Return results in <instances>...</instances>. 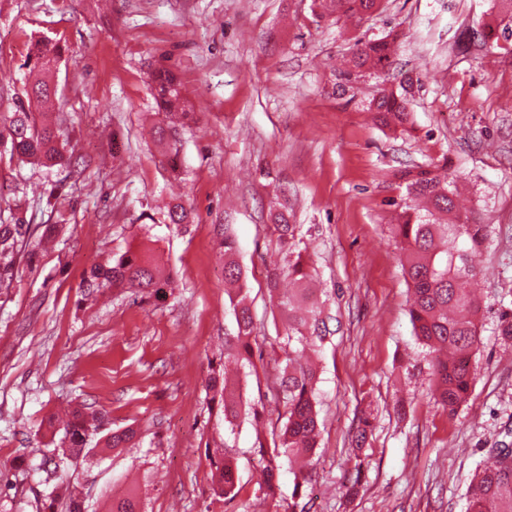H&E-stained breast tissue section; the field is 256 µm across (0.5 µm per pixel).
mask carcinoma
<instances>
[{"label":"carcinoma","mask_w":512,"mask_h":512,"mask_svg":"<svg viewBox=\"0 0 512 512\" xmlns=\"http://www.w3.org/2000/svg\"><path fill=\"white\" fill-rule=\"evenodd\" d=\"M378 0H336L344 13L361 16L377 6ZM496 10L481 22V39L476 43L462 42L459 49L468 52L476 46L491 49L500 40L512 39V0H495ZM396 38L359 42L347 67L336 75V86L364 77L375 79L367 110L377 114L389 128L409 123L406 98L402 92L387 85L386 72L393 64ZM62 57L57 43L37 40L32 43L26 68V96H0V157L33 166L54 167L65 162L67 139L58 118L49 115L46 105L56 89L51 76ZM153 82L161 106L171 116L184 111L185 98L174 73L159 69ZM460 176L448 163L430 164L402 174L406 197L401 205L393 234L400 245L402 268L412 291L409 317L417 339L434 354L432 360L433 399L450 410L465 403L474 382L472 356L479 343L477 319L480 303L465 284L477 273L475 256L487 239L486 227L473 215L461 214L456 204ZM172 224L191 222V211L177 203L168 208ZM278 239L288 254V267L274 272L272 287H277L285 275L296 284L279 307L287 315L288 325L283 336L288 346V364L282 370L279 390L283 410L273 424V445L263 442L256 446L264 463L266 480L260 490L267 497H276L275 476L283 465L293 470L294 493H299L311 481L307 462L317 448L320 435L318 417L316 367L305 358V349L323 341L325 323L314 289L308 287L311 273L303 256V235L290 215H275ZM61 225L40 227L24 223L14 213L0 216V288L9 286L17 259L33 258L45 237L59 233ZM224 247V283L228 308L237 326L236 334L224 337V359L211 368L208 387L211 400L218 403L224 416V433L231 436L241 419L263 417L258 405L244 399L242 377L256 372L253 360L254 321L246 304V289L242 269L237 261L236 242L229 236ZM172 285V276L161 275L153 264V250L143 241L134 249L112 259L105 266L90 270L82 282L87 290L101 288H142L162 297ZM131 428L112 431L106 428L101 412L76 409L63 428L59 439H51L52 456L66 469L98 446L125 448L133 441ZM229 443L222 448H206V457L213 478L216 496L233 501L240 493L235 458ZM512 448L500 449L493 464L478 469L469 488L466 512H512Z\"/></svg>","instance_id":"cac0c4a2"}]
</instances>
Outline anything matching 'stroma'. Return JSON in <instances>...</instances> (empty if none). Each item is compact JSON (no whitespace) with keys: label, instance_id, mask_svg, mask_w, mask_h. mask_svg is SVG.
I'll use <instances>...</instances> for the list:
<instances>
[{"label":"stroma","instance_id":"1","mask_svg":"<svg viewBox=\"0 0 512 512\" xmlns=\"http://www.w3.org/2000/svg\"><path fill=\"white\" fill-rule=\"evenodd\" d=\"M494 0H381L345 22L318 0H0V93L23 95L33 38L65 49L57 112L64 165L0 162V205L29 224L63 214L64 235L37 262L17 261L0 290V473L5 512H46L56 475L38 449L49 419L84 405L139 445L97 451L71 469L84 512H109L136 493L142 512H284L263 500L254 451L270 431L243 424L234 457L242 491L214 496L207 447L224 419L206 384L236 332L224 306V252L238 248L262 357L251 400L276 418L286 364L285 318L269 275L286 264L275 210L301 225L311 283L328 335L315 348L321 435L305 512H465V493L492 449L512 446V43L461 52ZM397 33L389 83L412 81V128L381 126L365 105L372 81L333 91V73L357 41ZM173 71L192 116L178 128L179 172L151 137L165 114L150 77ZM449 160L460 202L486 224L476 258L481 304L475 382L455 411L430 398L431 354L416 341L392 224L403 170ZM192 211L169 223L165 203ZM174 280L166 297L138 288L83 296L91 268L145 239ZM364 448L352 439L361 419Z\"/></svg>","mask_w":512,"mask_h":512}]
</instances>
